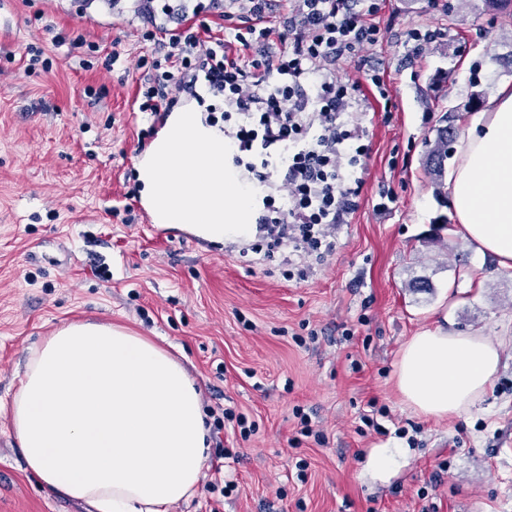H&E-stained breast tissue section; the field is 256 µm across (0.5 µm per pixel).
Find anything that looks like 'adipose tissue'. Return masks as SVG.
Masks as SVG:
<instances>
[{
    "instance_id": "adipose-tissue-1",
    "label": "adipose tissue",
    "mask_w": 512,
    "mask_h": 512,
    "mask_svg": "<svg viewBox=\"0 0 512 512\" xmlns=\"http://www.w3.org/2000/svg\"><path fill=\"white\" fill-rule=\"evenodd\" d=\"M450 175L458 232L512 269V85L464 128ZM501 343L442 328L412 336L395 370L417 414L459 417L499 370ZM28 469L95 512H171L201 479L209 431L188 370L120 325L71 322L34 349L11 403Z\"/></svg>"
}]
</instances>
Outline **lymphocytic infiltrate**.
Returning a JSON list of instances; mask_svg holds the SVG:
<instances>
[{
    "mask_svg": "<svg viewBox=\"0 0 512 512\" xmlns=\"http://www.w3.org/2000/svg\"><path fill=\"white\" fill-rule=\"evenodd\" d=\"M385 2L289 0L273 23L270 0H225L228 37L204 40L189 25L166 32L161 57L140 59L151 73L135 101L153 121L186 76H203L236 164L267 191L256 221L273 247L331 252L333 229L358 206L369 131L357 114L392 106L384 71L361 55L383 38L374 18ZM273 37L286 45L275 55ZM349 60L363 77L344 83L336 67Z\"/></svg>",
    "mask_w": 512,
    "mask_h": 512,
    "instance_id": "obj_1",
    "label": "lymphocytic infiltrate"
}]
</instances>
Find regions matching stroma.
<instances>
[{
  "instance_id": "obj_1",
  "label": "stroma",
  "mask_w": 512,
  "mask_h": 512,
  "mask_svg": "<svg viewBox=\"0 0 512 512\" xmlns=\"http://www.w3.org/2000/svg\"><path fill=\"white\" fill-rule=\"evenodd\" d=\"M150 23L141 0H0V512H91L38 484L8 410L32 349L76 321L147 337L195 378L205 410L256 425L246 440L224 429L238 461L209 454L171 512H512V270L457 233L449 187L424 167L443 115L462 127L483 109L474 92L512 84V8L387 0L366 55L394 106L368 125L358 208L322 262L266 257L253 235L243 250L197 247L164 224L124 223L140 199L135 148L158 134L132 109ZM426 25L444 41L405 63L407 32ZM416 277L430 289H412ZM439 327L503 345L459 418L418 415L395 387L404 343ZM303 413L325 442L301 435ZM375 448L403 451L388 480L366 467ZM216 480L238 487L207 490Z\"/></svg>"
}]
</instances>
